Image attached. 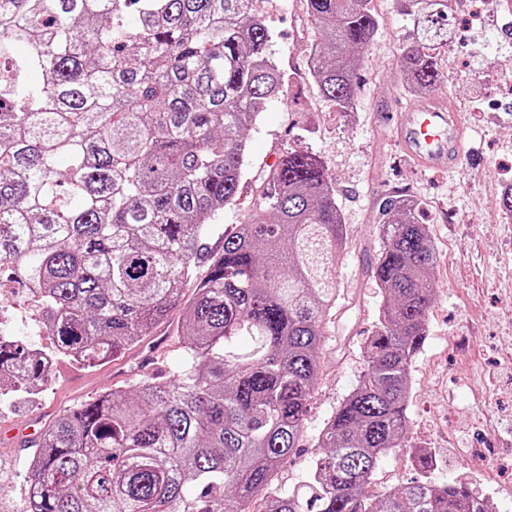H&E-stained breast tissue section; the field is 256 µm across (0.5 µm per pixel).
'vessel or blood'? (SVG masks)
Masks as SVG:
<instances>
[{"instance_id": "obj_1", "label": "vessel or blood", "mask_w": 512, "mask_h": 512, "mask_svg": "<svg viewBox=\"0 0 512 512\" xmlns=\"http://www.w3.org/2000/svg\"><path fill=\"white\" fill-rule=\"evenodd\" d=\"M395 134L408 161L424 171L452 169L468 151L465 115L444 99L431 97L401 107Z\"/></svg>"}]
</instances>
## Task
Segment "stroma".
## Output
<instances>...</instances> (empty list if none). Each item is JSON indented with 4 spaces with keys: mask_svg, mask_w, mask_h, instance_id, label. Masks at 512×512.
Returning <instances> with one entry per match:
<instances>
[{
    "mask_svg": "<svg viewBox=\"0 0 512 512\" xmlns=\"http://www.w3.org/2000/svg\"><path fill=\"white\" fill-rule=\"evenodd\" d=\"M380 26L358 70L360 93L352 111L325 102L307 75V55L320 33L304 0H264L272 32L269 51L287 75L279 99L268 102L248 133L249 156L233 204L215 221L210 254L249 221L276 157L293 147L314 152L336 185V203L348 229L346 255L336 270L338 297L325 328L323 377L305 422L302 448L283 462L273 482L298 483L325 422L352 390L365 361L363 343L382 296L366 273L380 248L381 197L392 191L418 204L437 253L435 300L427 336L411 372L405 445L383 458L375 490L415 478L411 449L433 453V476L468 483L496 512H512V217L501 200L512 191V11L449 13L448 44L436 57L441 79L434 92L465 113L472 156L456 169L423 172L403 158L394 140V105L414 99L401 84L398 55L418 44L415 18L402 0H373ZM184 362L181 338L167 326L123 359L84 369L65 362L36 397L0 401V512H26V461L49 423L112 388H135L143 374L169 377ZM491 449L492 461L472 458Z\"/></svg>",
    "mask_w": 512,
    "mask_h": 512,
    "instance_id": "obj_1",
    "label": "stroma"
}]
</instances>
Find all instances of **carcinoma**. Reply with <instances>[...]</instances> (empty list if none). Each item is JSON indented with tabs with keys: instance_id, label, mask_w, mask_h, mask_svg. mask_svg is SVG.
Listing matches in <instances>:
<instances>
[{
	"instance_id": "obj_1",
	"label": "carcinoma",
	"mask_w": 512,
	"mask_h": 512,
	"mask_svg": "<svg viewBox=\"0 0 512 512\" xmlns=\"http://www.w3.org/2000/svg\"><path fill=\"white\" fill-rule=\"evenodd\" d=\"M257 2L0 0V289L36 291L52 338L46 355L0 332V398L36 394L60 362L124 358L194 284L180 373L56 419L32 457L28 512H491L467 485L436 481L425 448L410 457L419 477L371 491L402 446L437 264L416 204L397 195L380 203L367 269L383 301L365 367L301 484L272 483L301 448L348 237L324 162L290 148L196 277L237 196L247 132L284 87ZM371 2L306 0L324 32L308 75L342 112L379 29ZM407 8L422 43L400 53L401 81L425 96L440 81L447 0Z\"/></svg>"
}]
</instances>
